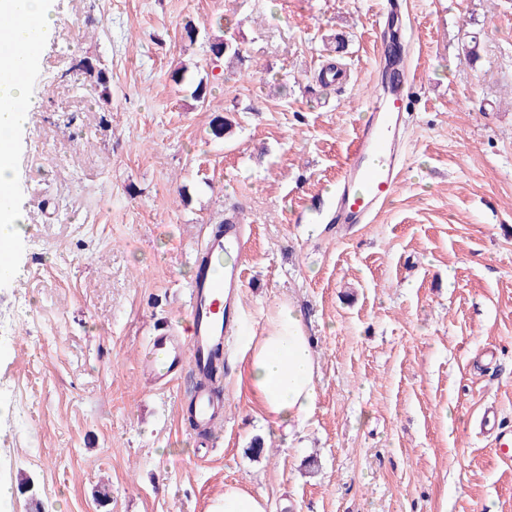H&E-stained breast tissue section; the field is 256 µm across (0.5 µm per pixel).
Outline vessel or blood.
Wrapping results in <instances>:
<instances>
[{
    "label": "vessel or blood",
    "mask_w": 512,
    "mask_h": 512,
    "mask_svg": "<svg viewBox=\"0 0 512 512\" xmlns=\"http://www.w3.org/2000/svg\"><path fill=\"white\" fill-rule=\"evenodd\" d=\"M397 68L401 79L371 98L355 133L336 184L329 221L371 223L399 189L404 161L401 133L407 123L411 85L406 63L398 62ZM201 251L206 260L198 264L189 285L185 330L163 329L151 336L139 373L146 384L160 390L178 380L183 371H191L197 385L186 414L196 428L207 431L224 415V399L212 388L213 381L224 377V341L243 329L244 224L233 219L223 229H211Z\"/></svg>",
    "instance_id": "obj_1"
}]
</instances>
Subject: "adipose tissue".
<instances>
[{"mask_svg": "<svg viewBox=\"0 0 512 512\" xmlns=\"http://www.w3.org/2000/svg\"><path fill=\"white\" fill-rule=\"evenodd\" d=\"M51 0H0V246L9 251L10 272L23 268L15 248L26 222L24 203L13 193L19 136L41 102L29 91L27 74L34 48L54 24ZM249 386L273 426L302 429L317 399L312 340L303 314L292 302L280 303L266 331L247 337L242 346Z\"/></svg>", "mask_w": 512, "mask_h": 512, "instance_id": "obj_1", "label": "adipose tissue"}]
</instances>
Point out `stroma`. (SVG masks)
<instances>
[{
	"instance_id": "35a3bbf8",
	"label": "stroma",
	"mask_w": 512,
	"mask_h": 512,
	"mask_svg": "<svg viewBox=\"0 0 512 512\" xmlns=\"http://www.w3.org/2000/svg\"><path fill=\"white\" fill-rule=\"evenodd\" d=\"M398 3L406 165L346 229L320 211L378 83L385 0H53L16 157L24 274L0 277V482L32 485L7 512H210L232 483L268 512H512V0ZM221 34L238 57L214 58ZM235 208L244 324L300 308L318 396L295 438L273 430L232 345L206 446L191 376L156 390L137 363L183 326L195 246Z\"/></svg>"
}]
</instances>
